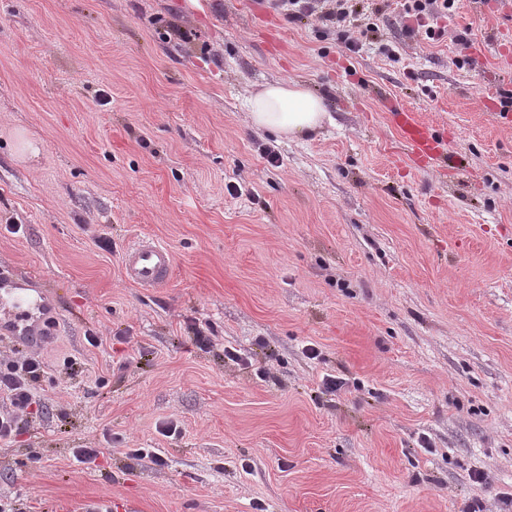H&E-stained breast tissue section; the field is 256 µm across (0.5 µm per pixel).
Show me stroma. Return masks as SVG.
I'll use <instances>...</instances> for the list:
<instances>
[{
	"label": "stroma",
	"mask_w": 512,
	"mask_h": 512,
	"mask_svg": "<svg viewBox=\"0 0 512 512\" xmlns=\"http://www.w3.org/2000/svg\"><path fill=\"white\" fill-rule=\"evenodd\" d=\"M486 7L430 40L390 5L353 53L268 0H0V271L51 326L42 410L0 442L16 512H503L512 12ZM289 80L322 127L252 130L248 97ZM399 105L454 168L413 161ZM143 239L163 287L123 274ZM126 279L140 288H156L168 281L173 269L171 250L157 242H139L122 258Z\"/></svg>",
	"instance_id": "1"
}]
</instances>
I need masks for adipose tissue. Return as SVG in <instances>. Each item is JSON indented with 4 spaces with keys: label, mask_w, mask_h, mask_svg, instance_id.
Here are the masks:
<instances>
[{
    "label": "adipose tissue",
    "mask_w": 512,
    "mask_h": 512,
    "mask_svg": "<svg viewBox=\"0 0 512 512\" xmlns=\"http://www.w3.org/2000/svg\"><path fill=\"white\" fill-rule=\"evenodd\" d=\"M250 127L294 139L318 130L327 117L325 104L306 85L278 81L248 99Z\"/></svg>",
    "instance_id": "obj_1"
}]
</instances>
